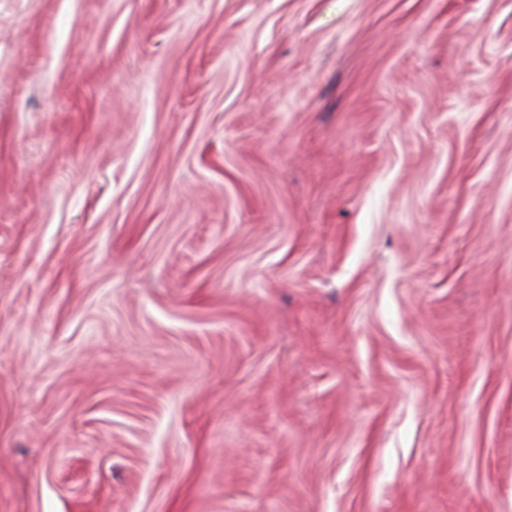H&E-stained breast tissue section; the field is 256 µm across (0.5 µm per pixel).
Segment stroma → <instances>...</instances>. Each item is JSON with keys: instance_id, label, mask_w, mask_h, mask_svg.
<instances>
[{"instance_id": "stroma-1", "label": "stroma", "mask_w": 512, "mask_h": 512, "mask_svg": "<svg viewBox=\"0 0 512 512\" xmlns=\"http://www.w3.org/2000/svg\"><path fill=\"white\" fill-rule=\"evenodd\" d=\"M0 512H512V0H0Z\"/></svg>"}]
</instances>
